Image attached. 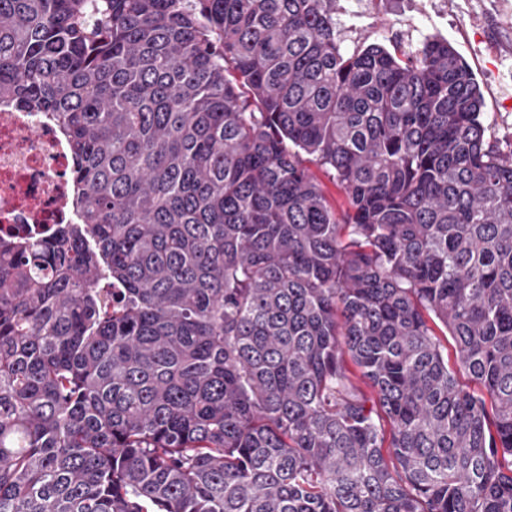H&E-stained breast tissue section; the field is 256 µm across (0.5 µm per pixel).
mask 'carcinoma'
<instances>
[{"label": "carcinoma", "mask_w": 512, "mask_h": 512, "mask_svg": "<svg viewBox=\"0 0 512 512\" xmlns=\"http://www.w3.org/2000/svg\"><path fill=\"white\" fill-rule=\"evenodd\" d=\"M333 2L0 0L80 217L0 237V512H512V151ZM309 167L316 180L321 185L323 193L325 194L329 203L337 210H345L347 206L346 195L341 186L336 182V179L330 173H327L322 168H319L314 163H310Z\"/></svg>", "instance_id": "obj_1"}]
</instances>
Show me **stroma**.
I'll list each match as a JSON object with an SVG mask.
<instances>
[{"instance_id": "stroma-1", "label": "stroma", "mask_w": 512, "mask_h": 512, "mask_svg": "<svg viewBox=\"0 0 512 512\" xmlns=\"http://www.w3.org/2000/svg\"><path fill=\"white\" fill-rule=\"evenodd\" d=\"M336 27L349 50L447 39L480 85L488 140L512 148V0H336Z\"/></svg>"}]
</instances>
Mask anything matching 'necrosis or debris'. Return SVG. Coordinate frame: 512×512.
<instances>
[{
    "label": "necrosis or debris",
    "instance_id": "necrosis-or-debris-1",
    "mask_svg": "<svg viewBox=\"0 0 512 512\" xmlns=\"http://www.w3.org/2000/svg\"><path fill=\"white\" fill-rule=\"evenodd\" d=\"M60 131L39 112L0 109L1 235H37L69 220L71 184Z\"/></svg>",
    "mask_w": 512,
    "mask_h": 512
}]
</instances>
